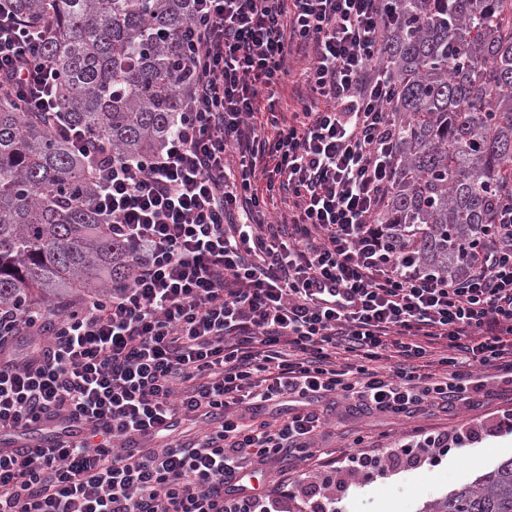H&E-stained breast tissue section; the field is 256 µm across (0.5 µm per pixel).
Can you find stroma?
<instances>
[{
    "instance_id": "1",
    "label": "stroma",
    "mask_w": 512,
    "mask_h": 512,
    "mask_svg": "<svg viewBox=\"0 0 512 512\" xmlns=\"http://www.w3.org/2000/svg\"><path fill=\"white\" fill-rule=\"evenodd\" d=\"M483 379L484 391L473 406L436 408L398 422L350 409L340 401H322L320 407L329 422L324 443L340 452L359 444L378 448L420 428L456 431L463 436L455 449L433 463L402 465L370 482L337 475L336 487L347 512H384L388 503L397 512H420L425 502L447 496L512 458V433L493 429L504 412L512 410V383L492 370Z\"/></svg>"
}]
</instances>
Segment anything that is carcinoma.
Masks as SVG:
<instances>
[{"instance_id":"cac0c4a2","label":"carcinoma","mask_w":512,"mask_h":512,"mask_svg":"<svg viewBox=\"0 0 512 512\" xmlns=\"http://www.w3.org/2000/svg\"><path fill=\"white\" fill-rule=\"evenodd\" d=\"M48 26L61 123L133 156L157 151L192 75L191 0H14ZM381 58L397 163L376 219L382 242L423 272L466 273L512 196V0H393ZM82 156L41 115L0 101V310H53L130 278L122 245L88 207ZM421 512H512V458Z\"/></svg>"}]
</instances>
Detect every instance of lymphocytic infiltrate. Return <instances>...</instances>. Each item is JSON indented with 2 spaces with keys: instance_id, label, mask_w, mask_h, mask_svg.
Wrapping results in <instances>:
<instances>
[{
  "instance_id": "lymphocytic-infiltrate-1",
  "label": "lymphocytic infiltrate",
  "mask_w": 512,
  "mask_h": 512,
  "mask_svg": "<svg viewBox=\"0 0 512 512\" xmlns=\"http://www.w3.org/2000/svg\"><path fill=\"white\" fill-rule=\"evenodd\" d=\"M11 2L0 0V97L53 117L48 32ZM193 3L194 83L159 151L130 158L63 129L96 182L89 205L134 273L71 311L0 312L13 329L0 334V435L20 440L0 448V512H280L296 499L339 512L296 476L257 488L254 465L321 457L370 479L460 438L325 453L315 400L399 420L468 402L480 370L512 379V205L456 278L417 271L374 231L395 171L394 76L378 61L390 0ZM295 43L312 49L303 78L314 100L268 140L256 116L275 113ZM279 191L288 221L271 224ZM281 399L292 404L283 422L250 418ZM200 411L217 421L201 442L140 448Z\"/></svg>"
}]
</instances>
